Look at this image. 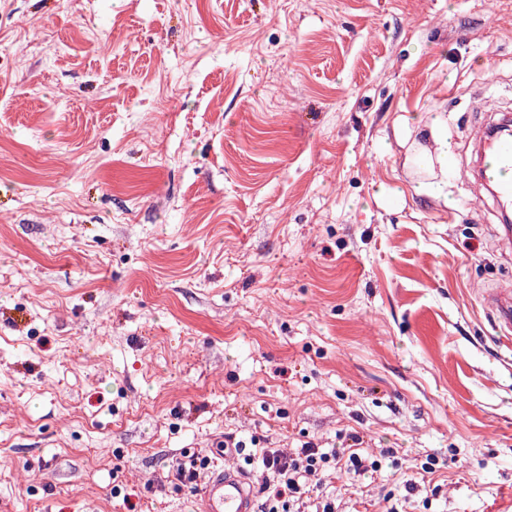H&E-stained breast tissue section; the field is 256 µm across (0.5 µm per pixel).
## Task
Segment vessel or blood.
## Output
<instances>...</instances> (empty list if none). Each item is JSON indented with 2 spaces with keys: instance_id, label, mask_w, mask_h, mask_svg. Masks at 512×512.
Instances as JSON below:
<instances>
[{
  "instance_id": "1",
  "label": "vessel or blood",
  "mask_w": 512,
  "mask_h": 512,
  "mask_svg": "<svg viewBox=\"0 0 512 512\" xmlns=\"http://www.w3.org/2000/svg\"><path fill=\"white\" fill-rule=\"evenodd\" d=\"M482 185L492 186L496 195L512 202V138L482 132ZM483 305L492 315L500 343H512V290L488 289ZM197 512H257L255 491L247 474L239 469L213 472L200 486Z\"/></svg>"
}]
</instances>
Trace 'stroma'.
Instances as JSON below:
<instances>
[{"mask_svg":"<svg viewBox=\"0 0 512 512\" xmlns=\"http://www.w3.org/2000/svg\"><path fill=\"white\" fill-rule=\"evenodd\" d=\"M510 112L512 0H0V512H195L176 463L349 432L398 465L340 512H512V251L410 173ZM434 146L429 149V159L432 167H438L448 174V163L450 168L456 169L457 161L451 158L448 161V140L438 131V128H431ZM483 306L492 315L497 340L509 346L512 342V292L509 288H489L483 296Z\"/></svg>","mask_w":512,"mask_h":512,"instance_id":"stroma-1","label":"stroma"}]
</instances>
